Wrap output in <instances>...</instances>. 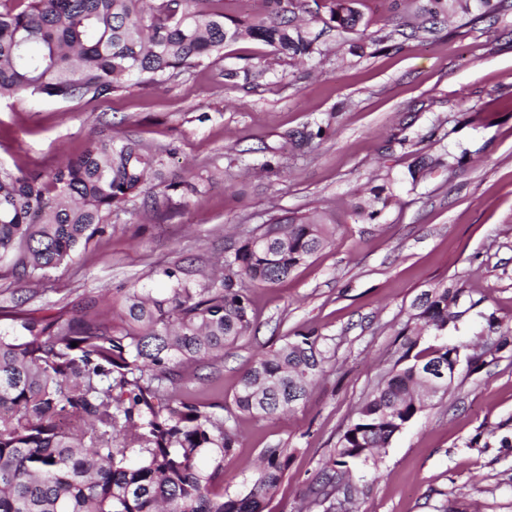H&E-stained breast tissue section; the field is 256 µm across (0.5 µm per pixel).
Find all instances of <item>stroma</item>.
Segmentation results:
<instances>
[{"instance_id": "obj_1", "label": "stroma", "mask_w": 512, "mask_h": 512, "mask_svg": "<svg viewBox=\"0 0 512 512\" xmlns=\"http://www.w3.org/2000/svg\"><path fill=\"white\" fill-rule=\"evenodd\" d=\"M388 0H367L370 37L395 48L353 55L321 32L320 55L300 62L261 41L228 44L224 56L162 85L109 100H0V172L40 171L115 135L163 152L167 179L204 180L198 196L151 184L113 210L102 235L50 281L0 277V306L83 312L112 293L158 289L160 268L214 270L237 241L274 215H332L330 244L287 280L251 288L253 330L224 358L183 378L185 396L223 417L239 436L224 457V493H245L267 448L288 452V470L264 512H306L309 483L328 461L367 395L390 376L415 300L452 281L478 305L449 327L469 344L496 313L512 325V7L491 18L441 22L405 38ZM252 66L256 80H224ZM321 130L310 153L292 131ZM444 166L418 183L421 154ZM394 198L375 219L356 211L371 187ZM312 332L325 362L308 397L288 414L239 411L234 396L259 353ZM496 429L489 446L478 434ZM351 497L337 512H512V343L454 380L388 448L352 466Z\"/></svg>"}]
</instances>
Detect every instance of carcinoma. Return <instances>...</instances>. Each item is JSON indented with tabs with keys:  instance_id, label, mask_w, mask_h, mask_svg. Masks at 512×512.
<instances>
[{
	"instance_id": "obj_1",
	"label": "carcinoma",
	"mask_w": 512,
	"mask_h": 512,
	"mask_svg": "<svg viewBox=\"0 0 512 512\" xmlns=\"http://www.w3.org/2000/svg\"><path fill=\"white\" fill-rule=\"evenodd\" d=\"M312 18L336 35L363 34V0H313ZM258 17L228 18L222 0H0V98L107 99L164 83L241 38L290 58L321 53L299 23L304 0H265ZM501 0H389L432 24L493 15ZM321 132L289 135L300 152ZM163 158L130 139H96L48 171L0 175V273L35 285L102 233L112 209L161 177ZM174 193L203 183L172 181ZM325 213L277 215L224 257L227 273L204 283L180 266L159 272L160 292L128 288L105 321L68 310L51 319L23 310L0 329V512H263L288 469L284 448H266L248 491L224 497V455L237 446L224 419L182 392L173 366L222 356L252 324L249 282L275 284L329 243ZM463 289L439 282L414 304L400 368L360 407L340 447L309 485V505L336 512L350 463L388 446L425 408V376L458 345L420 351L448 328V300ZM77 346H71V343ZM319 337H287L245 372L234 397L244 412L273 418L304 400L323 371Z\"/></svg>"
}]
</instances>
